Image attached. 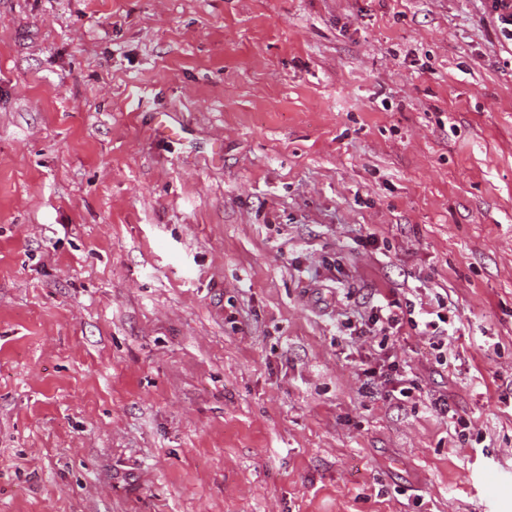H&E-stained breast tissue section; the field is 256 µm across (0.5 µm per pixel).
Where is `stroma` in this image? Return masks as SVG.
<instances>
[{"instance_id":"1","label":"stroma","mask_w":512,"mask_h":512,"mask_svg":"<svg viewBox=\"0 0 512 512\" xmlns=\"http://www.w3.org/2000/svg\"><path fill=\"white\" fill-rule=\"evenodd\" d=\"M0 512H512L490 0H0ZM376 308L377 310L379 309L380 315H375L374 318H372V323L377 328H369V333H372V336L382 335L386 338V332L389 329H395L401 326L400 317L394 311V308L400 309L401 307L398 302H389L383 299L382 304L377 305Z\"/></svg>"}]
</instances>
